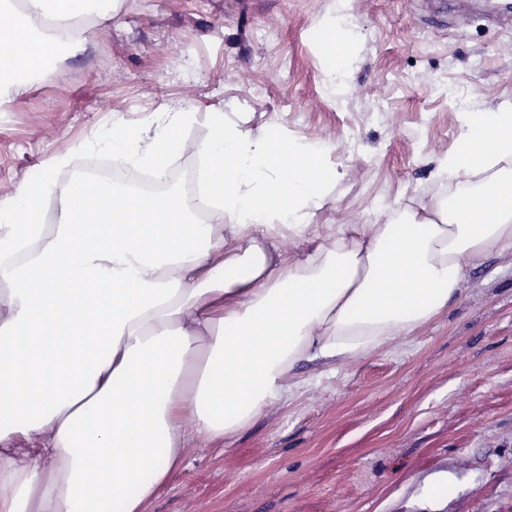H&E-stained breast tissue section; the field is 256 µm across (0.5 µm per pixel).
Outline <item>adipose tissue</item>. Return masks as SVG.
<instances>
[{
  "mask_svg": "<svg viewBox=\"0 0 512 512\" xmlns=\"http://www.w3.org/2000/svg\"><path fill=\"white\" fill-rule=\"evenodd\" d=\"M95 0H26L0 28V91L49 71L47 23L74 28ZM118 127L113 151L164 175L202 164L192 203L103 187L59 190L57 223L29 190L0 203V512H145L190 440L223 441L292 387L301 359L351 363L409 336L457 296L467 265L512 256V107L463 112L440 159L447 202L384 224H341L300 259L334 172L274 129L208 112L213 136ZM208 220L200 224L197 213Z\"/></svg>",
  "mask_w": 512,
  "mask_h": 512,
  "instance_id": "adipose-tissue-1",
  "label": "adipose tissue"
}]
</instances>
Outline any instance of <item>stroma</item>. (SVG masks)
I'll list each match as a JSON object with an SVG mask.
<instances>
[{
  "label": "stroma",
  "mask_w": 512,
  "mask_h": 512,
  "mask_svg": "<svg viewBox=\"0 0 512 512\" xmlns=\"http://www.w3.org/2000/svg\"><path fill=\"white\" fill-rule=\"evenodd\" d=\"M116 0L52 73L0 103V190L112 158V129L193 113L277 128L336 173L309 221L381 224L445 199L460 112L512 105V27L452 25L448 0ZM350 42L346 87L322 30ZM287 399L191 443L147 512H512V259L468 267L446 311L358 362L296 364Z\"/></svg>",
  "instance_id": "1"
}]
</instances>
